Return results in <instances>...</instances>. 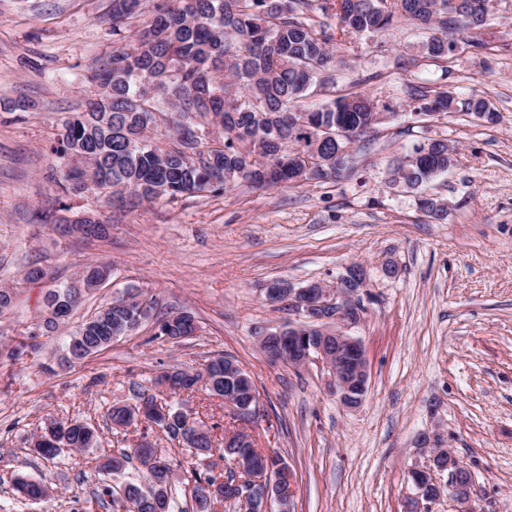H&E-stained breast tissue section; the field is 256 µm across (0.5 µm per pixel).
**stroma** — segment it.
Masks as SVG:
<instances>
[{"label":"stroma","instance_id":"stroma-1","mask_svg":"<svg viewBox=\"0 0 512 512\" xmlns=\"http://www.w3.org/2000/svg\"><path fill=\"white\" fill-rule=\"evenodd\" d=\"M478 36L493 54L470 49L444 70L401 69L424 38L407 22L344 45L349 67L336 89L354 84L385 105L379 136L351 148V175L112 201L94 191L63 194L48 152L63 122L98 91L91 76L116 47L112 0H0V283L33 264L64 280L85 263L108 261L112 278L81 315L134 284L155 294L162 311L189 312L199 325L178 344L146 325L50 373L63 336L17 361L5 354L38 317L39 289L22 293L0 316V508L76 512L100 483V452L130 447L107 428L108 407L149 389L160 372L199 369L221 354L257 385L265 416L246 430L292 470L294 512H404L415 492L410 471L428 458L421 439L433 434L471 473L478 512H512V0H495ZM430 80L462 99H488L498 123L454 113L419 128L403 102L408 88ZM19 101L26 110L16 109ZM425 135L457 148L453 168L425 188L447 202L444 224L429 222L417 195L387 179L389 161ZM62 203L70 215L109 224L108 238L85 243L33 223L35 212ZM350 264L364 267L370 295L350 331L370 372L353 409L329 391L324 366L273 364L258 346L261 332L292 319L267 302L270 283L332 282ZM67 415L93 424L101 448L42 459L30 447L33 428ZM18 472L47 478L55 496L16 503L10 478Z\"/></svg>","mask_w":512,"mask_h":512}]
</instances>
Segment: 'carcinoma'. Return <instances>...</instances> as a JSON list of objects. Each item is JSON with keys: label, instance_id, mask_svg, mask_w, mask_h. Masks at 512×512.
Wrapping results in <instances>:
<instances>
[{"label": "carcinoma", "instance_id": "obj_1", "mask_svg": "<svg viewBox=\"0 0 512 512\" xmlns=\"http://www.w3.org/2000/svg\"><path fill=\"white\" fill-rule=\"evenodd\" d=\"M493 0H167L144 18L143 0H112V36L124 39L133 22L142 28L131 45L117 48L92 80L101 92L88 100L82 112L65 121L49 153L65 169L62 189L81 193L91 188L118 198L129 193L142 201L175 199L202 192L224 191L238 180L259 187L309 181L325 182L349 167L350 153L339 148L374 137L380 116L373 97L351 90L324 103H307L312 88L331 83V72L346 65L337 45L360 37L385 34L401 20L425 31L420 57L432 64L446 63L468 48L487 53L495 46L475 37L488 21ZM409 113L423 116L463 112L488 124L498 113L484 98L460 100L443 86H418L408 92ZM213 125L218 136L207 140L187 136ZM166 139L164 147L154 137ZM454 150L448 140L427 139L398 157L390 166L391 182L418 191L448 172ZM435 223L448 220V210L436 198L419 204ZM80 239L104 238L108 226L91 218L60 228ZM107 262L85 264L74 277L48 290L62 302L83 300L111 278ZM145 313L162 327L163 336L183 335L191 315L158 314L156 295L145 302L113 299L99 311L77 322L67 336L66 352L83 360L112 346V337L126 335L128 323ZM59 330V321L40 315L9 358L19 360L41 348L40 336ZM233 360L216 355L200 370L179 369L158 375L153 383L170 379L183 388L198 385L212 396L251 391L258 394L244 370L224 372ZM132 404L117 401L107 411L115 430L137 423ZM186 413L170 409L167 415L150 412L148 428H157L172 440L178 418ZM51 429L32 437L34 451L54 459L63 450L93 448L96 429L68 417L50 419ZM188 448L200 457L219 455L230 461L239 448L214 445L211 428L198 420L191 428ZM140 464L139 480L110 483L126 463ZM181 477H174V469ZM101 489L95 496L123 512H174L176 498L186 489L194 512H210L214 503L235 496L229 472L214 473L167 459L161 449L137 441L127 452L109 456L98 466ZM14 490L30 502L54 496L44 478L17 475Z\"/></svg>", "mask_w": 512, "mask_h": 512}]
</instances>
